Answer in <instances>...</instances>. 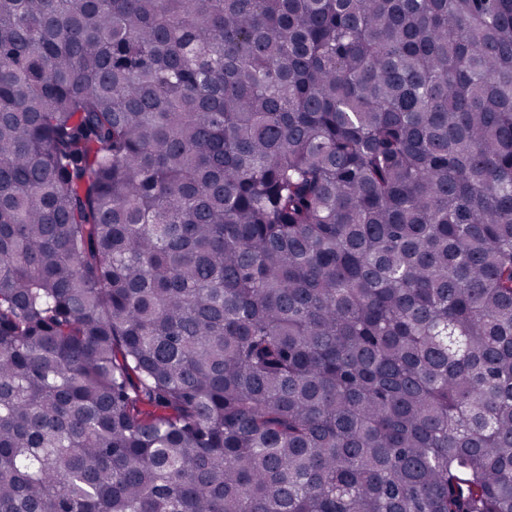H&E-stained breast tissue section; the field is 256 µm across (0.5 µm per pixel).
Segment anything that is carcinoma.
Masks as SVG:
<instances>
[{
  "label": "carcinoma",
  "mask_w": 512,
  "mask_h": 512,
  "mask_svg": "<svg viewBox=\"0 0 512 512\" xmlns=\"http://www.w3.org/2000/svg\"><path fill=\"white\" fill-rule=\"evenodd\" d=\"M0 512H512V0H0Z\"/></svg>",
  "instance_id": "obj_1"
}]
</instances>
